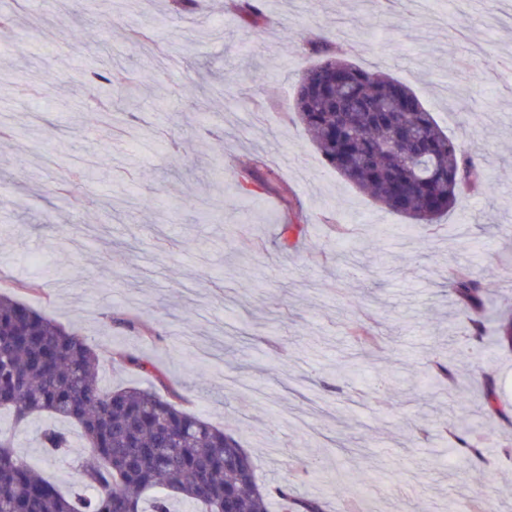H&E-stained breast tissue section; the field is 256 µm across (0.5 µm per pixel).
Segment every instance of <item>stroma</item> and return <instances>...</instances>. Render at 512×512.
Here are the masks:
<instances>
[{
    "label": "stroma",
    "mask_w": 512,
    "mask_h": 512,
    "mask_svg": "<svg viewBox=\"0 0 512 512\" xmlns=\"http://www.w3.org/2000/svg\"><path fill=\"white\" fill-rule=\"evenodd\" d=\"M0 0V290L75 328L102 389L145 387L129 351L233 433L259 484L344 512H512V423L479 415L486 383L512 409V344L470 345L448 290L469 265L512 315V0ZM415 91L454 137L484 146L487 188L438 223L403 217L331 170L292 103L312 43ZM112 74V113L94 72ZM51 74V85L39 81ZM495 120L464 130L474 110ZM258 181L241 196L235 174ZM306 231L281 246L283 224ZM136 319L137 328L124 326ZM376 336L361 346L349 326ZM452 362L462 386L425 376ZM473 416L478 454L441 422ZM46 417L12 426L14 455L59 486L88 456L45 454Z\"/></svg>",
    "instance_id": "1"
}]
</instances>
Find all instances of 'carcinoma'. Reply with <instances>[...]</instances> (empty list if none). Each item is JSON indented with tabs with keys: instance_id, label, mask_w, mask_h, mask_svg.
Returning a JSON list of instances; mask_svg holds the SVG:
<instances>
[{
	"instance_id": "1",
	"label": "carcinoma",
	"mask_w": 512,
	"mask_h": 512,
	"mask_svg": "<svg viewBox=\"0 0 512 512\" xmlns=\"http://www.w3.org/2000/svg\"><path fill=\"white\" fill-rule=\"evenodd\" d=\"M298 81L294 115L325 161L382 207L417 224H435L484 176L487 159L449 136L416 94L381 71L364 70L327 49ZM409 139L394 151L397 131ZM448 289L476 314L475 336L495 318L482 283L465 266L448 272ZM100 359L75 332L6 293H0V414L15 421L46 414L73 423L90 462L67 492L12 454L0 430V512H171L181 499L201 512H324L288 484L270 489L256 480L251 453L224 430L181 407L183 394L158 377L161 389L99 386ZM166 394H160V390ZM484 410L501 417L493 386ZM456 442L473 453L472 423L453 420ZM44 452L71 457V432L48 424Z\"/></svg>"
}]
</instances>
